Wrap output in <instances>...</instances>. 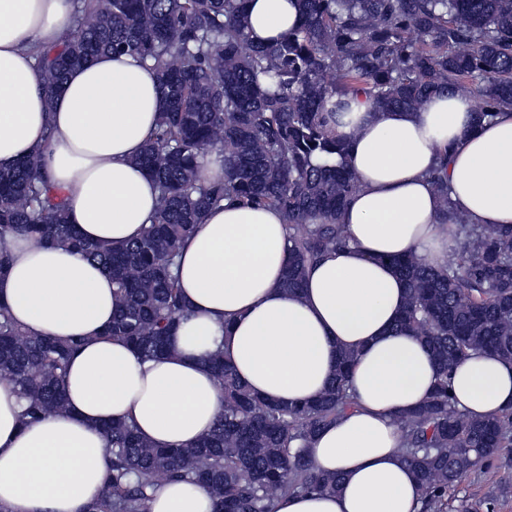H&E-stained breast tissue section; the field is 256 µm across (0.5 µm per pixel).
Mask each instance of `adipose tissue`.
Segmentation results:
<instances>
[{"instance_id": "1", "label": "adipose tissue", "mask_w": 512, "mask_h": 512, "mask_svg": "<svg viewBox=\"0 0 512 512\" xmlns=\"http://www.w3.org/2000/svg\"><path fill=\"white\" fill-rule=\"evenodd\" d=\"M248 32L266 44L298 21L295 0H250ZM74 30L73 0H0V165L41 151V171L66 193L68 219L92 242L139 237L156 214L157 184L134 159L162 102L151 63L105 53L46 90L36 49ZM358 189L341 215L348 243L307 268L302 290L281 286L287 229L278 210L223 201L179 254L185 305L169 351L143 358L103 336L120 305L109 274L80 253L20 235L0 276V302L34 336L77 340L64 379L66 412L19 422L14 384L0 380V506L7 512H87L110 457L103 425L132 423L150 444H194L224 411L208 364L215 352L251 390L290 403L317 398L342 350L354 351L355 407L311 444L319 470L342 475L336 494L279 499L275 512H418L420 491L399 448L396 417L420 406L439 372L427 346L397 332L408 290L395 258L445 262L431 175L442 170L469 223L512 224V107L476 121L468 98L437 94L415 111L375 113L355 98L339 118ZM456 405L481 418L512 406V363L469 354L451 372ZM207 490L182 481L156 492L149 512H212Z\"/></svg>"}]
</instances>
